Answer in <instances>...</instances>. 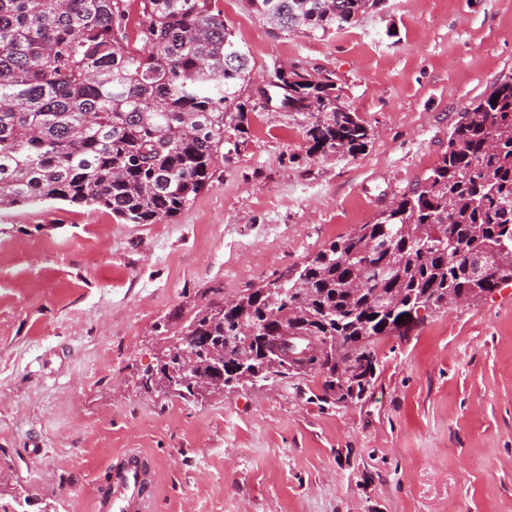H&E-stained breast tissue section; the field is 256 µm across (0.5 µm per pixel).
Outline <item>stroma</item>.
<instances>
[{"mask_svg":"<svg viewBox=\"0 0 512 512\" xmlns=\"http://www.w3.org/2000/svg\"><path fill=\"white\" fill-rule=\"evenodd\" d=\"M253 74H332L372 137L313 153L262 106L174 220L0 205V512H91L113 457L155 468L152 512H512V283L375 345L364 393L318 373L189 403L148 392L201 306L299 270L420 183L460 112L512 76V0H387L326 35L216 0Z\"/></svg>","mask_w":512,"mask_h":512,"instance_id":"1","label":"stroma"}]
</instances>
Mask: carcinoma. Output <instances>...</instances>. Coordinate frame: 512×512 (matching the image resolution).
I'll list each match as a JSON object with an SVG mask.
<instances>
[{
    "label": "carcinoma",
    "instance_id": "carcinoma-1",
    "mask_svg": "<svg viewBox=\"0 0 512 512\" xmlns=\"http://www.w3.org/2000/svg\"><path fill=\"white\" fill-rule=\"evenodd\" d=\"M138 2L130 45L132 2ZM282 30L342 28L385 0H246ZM215 0H0V205H98L128 224L172 220L207 188L230 131L244 133L250 57ZM267 86L311 117L309 150L355 154L372 133L332 76L275 69ZM512 279V77L461 113L448 149L372 224L332 242L274 292L258 288L231 309L197 310L167 351L191 336L199 369L224 350V380L255 385L267 368L240 347V325L269 332L289 306L294 325L329 347L304 364L331 399L362 394L374 344L404 336L456 294ZM403 322H397V319ZM354 371L346 379L339 367ZM172 394L198 399L176 377Z\"/></svg>",
    "mask_w": 512,
    "mask_h": 512
}]
</instances>
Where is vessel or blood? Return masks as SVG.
<instances>
[{
  "instance_id": "obj_1",
  "label": "vessel or blood",
  "mask_w": 512,
  "mask_h": 512,
  "mask_svg": "<svg viewBox=\"0 0 512 512\" xmlns=\"http://www.w3.org/2000/svg\"><path fill=\"white\" fill-rule=\"evenodd\" d=\"M150 471L142 454L125 451L112 470L111 481L103 494L92 498V512H151Z\"/></svg>"
}]
</instances>
